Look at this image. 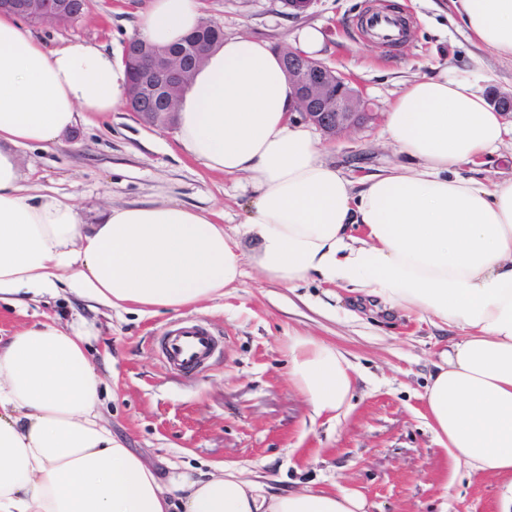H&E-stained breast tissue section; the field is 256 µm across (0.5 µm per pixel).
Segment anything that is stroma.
Listing matches in <instances>:
<instances>
[{
	"mask_svg": "<svg viewBox=\"0 0 512 512\" xmlns=\"http://www.w3.org/2000/svg\"><path fill=\"white\" fill-rule=\"evenodd\" d=\"M225 36L249 35L274 46L321 26L323 61L369 100L373 115L340 137H320L322 157L353 180L406 158L387 140L385 112L405 85L445 70L483 89L512 91V61L477 43L451 0H405L407 39L388 46L360 29L370 9L391 0H313L299 15L282 0H204ZM152 0H87L82 17L33 23L48 48L74 41L126 43ZM25 186L76 205L84 223L101 210L149 201L177 202L215 214L225 231L241 230L250 193L244 182L206 168L180 148L174 121L152 125L120 108L82 114L52 150L21 147ZM458 172L486 186L512 179V140L482 165ZM224 296L177 312L112 309L62 291L25 309L0 303V338L45 319L87 334L103 381L100 410L121 439L162 482L200 478L220 465L261 476L267 491L334 486L360 492L367 512H497L498 480L453 468L425 417L422 396L440 354L461 329L309 280L295 288L266 281L252 260ZM201 320L224 349L202 373L170 370L157 338L177 321ZM308 335L340 349L355 372L354 394L338 419L312 418L288 380V339Z\"/></svg>",
	"mask_w": 512,
	"mask_h": 512,
	"instance_id": "obj_1",
	"label": "stroma"
}]
</instances>
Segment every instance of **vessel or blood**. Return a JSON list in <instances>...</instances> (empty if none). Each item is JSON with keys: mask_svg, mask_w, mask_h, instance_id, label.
Masks as SVG:
<instances>
[{"mask_svg": "<svg viewBox=\"0 0 512 512\" xmlns=\"http://www.w3.org/2000/svg\"><path fill=\"white\" fill-rule=\"evenodd\" d=\"M365 25L379 32L381 42L399 43L402 27L397 17L382 11L366 15ZM217 348L212 332L201 323H187L167 330L161 339V354L166 364L179 371L192 373L203 369Z\"/></svg>", "mask_w": 512, "mask_h": 512, "instance_id": "b4317fda", "label": "vessel or blood"}]
</instances>
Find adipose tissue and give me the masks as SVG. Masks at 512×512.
Returning <instances> with one entry per match:
<instances>
[{
  "label": "adipose tissue",
  "mask_w": 512,
  "mask_h": 512,
  "mask_svg": "<svg viewBox=\"0 0 512 512\" xmlns=\"http://www.w3.org/2000/svg\"><path fill=\"white\" fill-rule=\"evenodd\" d=\"M470 32L512 60V0H459ZM202 0H154L136 36L168 47L200 26ZM122 49L76 42L50 50L19 16L0 13V301L25 306L58 285L140 312L178 311L236 287L243 240L264 278L346 285L463 334L425 388L426 417L454 464L502 479L512 512V180L487 188L462 163L512 136L475 83L447 74L409 82L385 130L415 167L355 188L294 122L279 48L231 36L184 90L177 140L210 170L243 175L252 193L241 237L174 202L77 208L22 183L17 148L57 146L83 112L125 106ZM288 377L313 416L338 418L354 368L311 336L288 342ZM101 379L82 335L47 320L0 345V512H365L358 493H269L230 467L179 475L170 502L158 475L100 418Z\"/></svg>",
  "instance_id": "ef3b65f1"
}]
</instances>
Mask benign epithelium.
<instances>
[{"label": "benign epithelium", "instance_id": "benign-epithelium-1", "mask_svg": "<svg viewBox=\"0 0 512 512\" xmlns=\"http://www.w3.org/2000/svg\"><path fill=\"white\" fill-rule=\"evenodd\" d=\"M85 0H0V11H11L35 22L63 23L78 19ZM200 45L174 54L146 52L135 40L125 44L124 56L137 83L138 101L167 114L188 85L199 57ZM287 77L297 103V112L324 135L334 138L368 121L370 113L360 92L320 60L294 50H283ZM490 103L503 113L512 112V92L489 91Z\"/></svg>", "mask_w": 512, "mask_h": 512}]
</instances>
